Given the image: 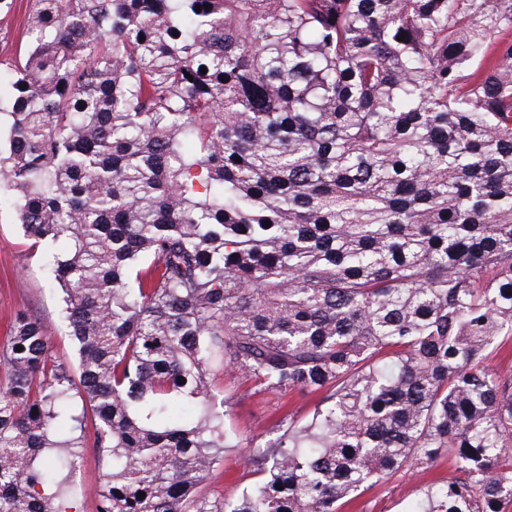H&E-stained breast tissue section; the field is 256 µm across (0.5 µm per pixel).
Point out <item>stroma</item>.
I'll return each instance as SVG.
<instances>
[{
    "label": "stroma",
    "mask_w": 512,
    "mask_h": 512,
    "mask_svg": "<svg viewBox=\"0 0 512 512\" xmlns=\"http://www.w3.org/2000/svg\"><path fill=\"white\" fill-rule=\"evenodd\" d=\"M34 0H15L11 12L0 14V69L14 66L23 55L26 41L25 21ZM61 293L49 280L41 249L31 247L16 222L11 197L0 194V337L4 336L17 314L24 313L44 323L50 336L53 355L74 360L75 346L61 315ZM308 412L312 404L295 392L272 394L242 383L229 400L232 424L243 446H261L272 439V423L280 404ZM106 458L92 447L86 448L80 469L74 476L76 486L85 494L76 502L77 512H98L94 494L109 473ZM453 474L448 456H440L428 467L397 476L375 485L344 512H406L410 495L427 483L445 480Z\"/></svg>",
    "instance_id": "1"
}]
</instances>
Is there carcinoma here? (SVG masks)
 <instances>
[{
  "label": "carcinoma",
  "instance_id": "1",
  "mask_svg": "<svg viewBox=\"0 0 512 512\" xmlns=\"http://www.w3.org/2000/svg\"><path fill=\"white\" fill-rule=\"evenodd\" d=\"M35 4L0 188L32 244L69 243L77 360L15 317L0 512H70L78 387L103 512H343L444 450L408 512H504L512 375L484 360L512 339V0ZM217 365L313 409L211 500L241 443ZM218 472L220 475L206 486L205 492L210 497L218 498L238 494L242 488L239 485L242 483L243 467L234 454L224 455Z\"/></svg>",
  "mask_w": 512,
  "mask_h": 512
}]
</instances>
